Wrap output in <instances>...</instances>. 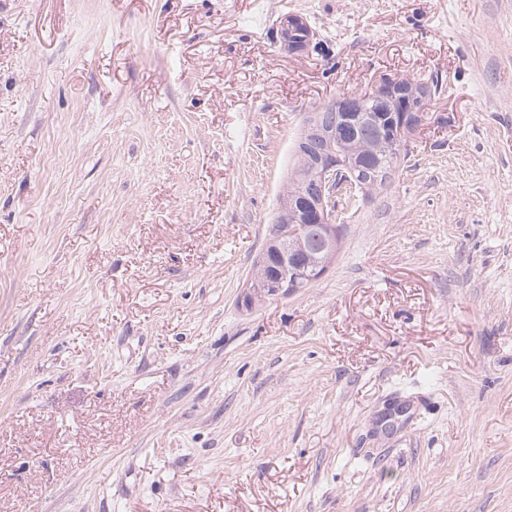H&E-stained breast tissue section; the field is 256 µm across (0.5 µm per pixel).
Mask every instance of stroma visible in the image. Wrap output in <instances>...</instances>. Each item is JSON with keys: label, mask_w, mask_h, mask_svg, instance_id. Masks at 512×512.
Wrapping results in <instances>:
<instances>
[{"label": "stroma", "mask_w": 512, "mask_h": 512, "mask_svg": "<svg viewBox=\"0 0 512 512\" xmlns=\"http://www.w3.org/2000/svg\"><path fill=\"white\" fill-rule=\"evenodd\" d=\"M433 74L242 306L307 113ZM0 512H512V0H0ZM275 38L284 50L298 53L308 51L312 47L314 32L300 16L286 15L279 21Z\"/></svg>", "instance_id": "1"}]
</instances>
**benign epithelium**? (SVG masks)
Here are the masks:
<instances>
[{"label":"benign epithelium","mask_w":512,"mask_h":512,"mask_svg":"<svg viewBox=\"0 0 512 512\" xmlns=\"http://www.w3.org/2000/svg\"><path fill=\"white\" fill-rule=\"evenodd\" d=\"M275 38L284 50L298 53L312 47L314 32L303 18L286 15L279 21ZM378 104L391 112L394 132L405 137L421 121L428 100L403 90L395 78H383L368 93L331 102L332 120L317 111L307 114L302 140L317 144V152L294 171L295 190L282 201L241 303L252 306L284 296L328 272L336 254L337 195H352L393 171L380 160L366 166L354 159L343 161L333 153L336 137L364 125Z\"/></svg>","instance_id":"1"}]
</instances>
